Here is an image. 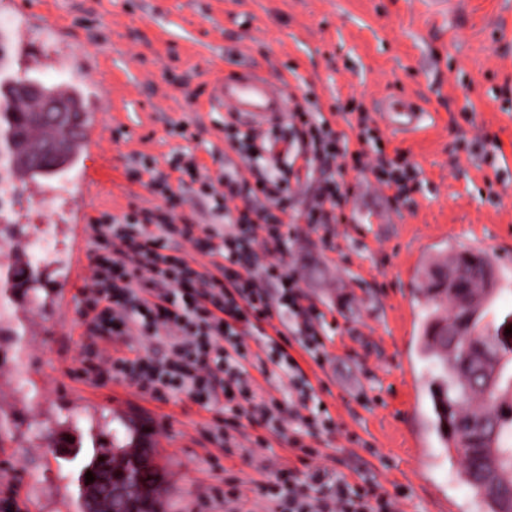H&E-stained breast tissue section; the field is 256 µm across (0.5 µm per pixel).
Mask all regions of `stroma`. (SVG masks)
Segmentation results:
<instances>
[{
    "instance_id": "stroma-1",
    "label": "stroma",
    "mask_w": 512,
    "mask_h": 512,
    "mask_svg": "<svg viewBox=\"0 0 512 512\" xmlns=\"http://www.w3.org/2000/svg\"><path fill=\"white\" fill-rule=\"evenodd\" d=\"M54 27L75 33L96 56L89 80L112 85L101 108L104 131L84 165L100 185L81 195L69 173L44 180V196L15 194L11 218L30 235L55 236L38 296L12 297L0 311V469L13 470L27 512H78L77 469L47 449L50 433L78 425L109 443L123 419L144 423L169 471L164 512H272L254 481H274L294 451L268 435L264 448L228 455L204 434L211 415L186 396L159 404L115 383L100 388L79 377L83 327L75 271L93 247L89 224L101 212L158 200L139 159L195 155L203 172L224 169V114L210 103L227 74L259 69L271 83L296 67L301 91L322 108L354 102L372 118L393 96L422 105L427 118L408 134L381 124L386 153L400 149L420 168L411 203L390 200L367 172L344 179L350 211H390L388 224H341L334 249L318 234L294 244L305 287L339 328L324 366L303 361L340 429L320 436L321 463L354 482L406 487L401 512H475L457 462L431 430L427 364L416 352L422 307L411 295L428 254L477 248L503 269L505 290L492 306L500 326L512 316V0H456L430 17L420 0H21ZM470 112H463L464 103ZM189 124L197 139L171 135ZM497 137L495 165L477 143ZM82 223H75V211ZM357 442H350V435ZM239 482L238 505L218 492L225 475Z\"/></svg>"
}]
</instances>
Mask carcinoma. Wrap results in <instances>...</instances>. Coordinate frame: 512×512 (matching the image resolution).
Masks as SVG:
<instances>
[{"mask_svg": "<svg viewBox=\"0 0 512 512\" xmlns=\"http://www.w3.org/2000/svg\"><path fill=\"white\" fill-rule=\"evenodd\" d=\"M81 132L55 127L45 121L42 113L29 109L10 111L0 108V172L14 178L18 167L26 166L39 178L59 175L70 162ZM4 262L8 271L23 275L31 271L27 289L43 287V272L29 257L7 254ZM461 279L465 288L462 296L477 294V290L494 280L492 264L477 259L464 266ZM416 299L425 300L423 336L419 338V353L430 362L428 395L434 429L443 435L446 448L460 460L459 479L471 488L485 512H512V445L503 442V435L512 432V375L490 379L486 385L475 383L459 355H450L449 343L433 336L432 331L454 307L451 300L441 299L425 280L414 290ZM484 316L476 315L467 325L468 334L476 335L478 345L472 359L489 367L498 363L497 346L485 326ZM103 512H140L142 505L127 501L103 499Z\"/></svg>", "mask_w": 512, "mask_h": 512, "instance_id": "obj_1", "label": "carcinoma"}]
</instances>
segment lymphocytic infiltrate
I'll return each mask as SVG.
<instances>
[{
  "instance_id": "1",
  "label": "lymphocytic infiltrate",
  "mask_w": 512,
  "mask_h": 512,
  "mask_svg": "<svg viewBox=\"0 0 512 512\" xmlns=\"http://www.w3.org/2000/svg\"><path fill=\"white\" fill-rule=\"evenodd\" d=\"M282 137L224 120V143L236 155L223 175L202 173L189 151L168 163L180 174L171 181L154 161H141L147 187L159 198L148 209L130 205L107 212L90 226L94 249L79 293L84 325L79 373L100 387L122 382L143 397L169 403L186 395L199 408H223L207 425V436L224 448L238 447L242 419L266 432L287 436L303 459L320 455L313 438L338 425L291 354L299 348L316 364L328 359V323L303 286L288 247L306 232L331 247L353 195L347 169L370 171L379 190L397 203L415 191L418 166L407 152L387 155L367 112H357L359 148L336 131L310 96L289 94ZM287 143L303 157L316 188L307 203L291 184L294 169L273 167L256 176L253 164ZM207 199L216 221L199 224L181 212L187 195ZM212 258L194 266L186 250ZM276 334H268L269 326ZM263 343L253 354L251 343ZM286 377L288 394L257 392L252 371ZM256 496L278 512H399L405 488L386 491L378 482L329 479L327 469L302 474L278 469L274 481L256 484Z\"/></svg>"
}]
</instances>
